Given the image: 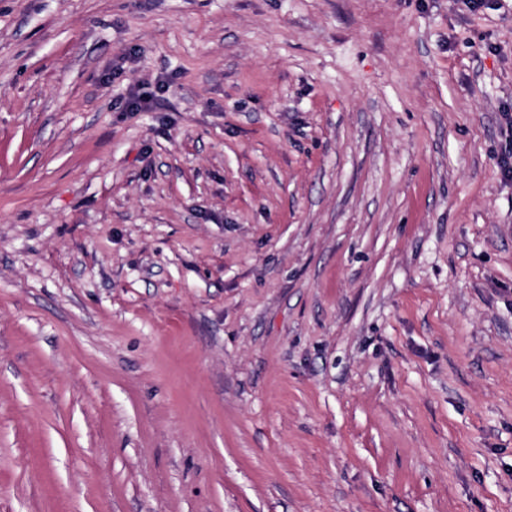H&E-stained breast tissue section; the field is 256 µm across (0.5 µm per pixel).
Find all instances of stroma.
<instances>
[{
  "label": "stroma",
  "mask_w": 512,
  "mask_h": 512,
  "mask_svg": "<svg viewBox=\"0 0 512 512\" xmlns=\"http://www.w3.org/2000/svg\"><path fill=\"white\" fill-rule=\"evenodd\" d=\"M507 112L512 0H0V512H512Z\"/></svg>",
  "instance_id": "stroma-1"
}]
</instances>
